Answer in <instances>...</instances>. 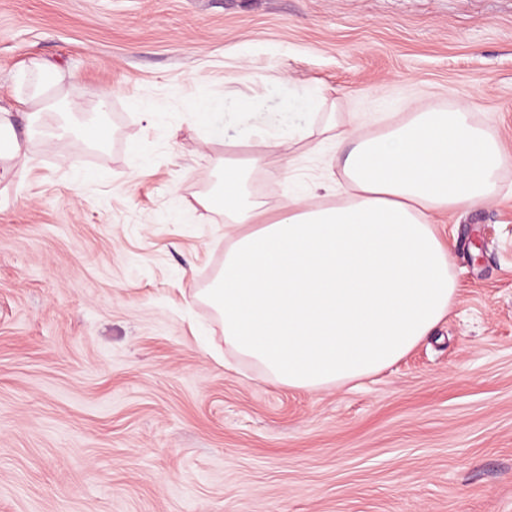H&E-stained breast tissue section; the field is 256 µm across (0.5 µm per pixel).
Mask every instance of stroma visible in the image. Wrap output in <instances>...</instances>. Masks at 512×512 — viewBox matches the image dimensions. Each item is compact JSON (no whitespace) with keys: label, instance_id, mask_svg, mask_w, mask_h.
Masks as SVG:
<instances>
[{"label":"stroma","instance_id":"obj_1","mask_svg":"<svg viewBox=\"0 0 512 512\" xmlns=\"http://www.w3.org/2000/svg\"><path fill=\"white\" fill-rule=\"evenodd\" d=\"M202 94L297 130L249 175L273 206L344 189L330 123L463 102L504 144L495 197L438 227L456 304L398 363L310 392L207 352L197 199L251 147ZM0 108L39 115L0 181V512H512V0H0ZM252 106L251 103L247 100L242 99H232V100H224L216 101L208 97H202L196 100L193 104V112L196 114L199 120L203 123L210 125L211 123V115L215 112H233L238 114H246L251 113ZM225 113H224V127L219 128L215 126H211L210 135L212 139H219L223 137L225 138Z\"/></svg>","mask_w":512,"mask_h":512}]
</instances>
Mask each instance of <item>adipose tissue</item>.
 Returning <instances> with one entry per match:
<instances>
[{"label":"adipose tissue","mask_w":512,"mask_h":512,"mask_svg":"<svg viewBox=\"0 0 512 512\" xmlns=\"http://www.w3.org/2000/svg\"><path fill=\"white\" fill-rule=\"evenodd\" d=\"M293 130L224 160V267L200 298L224 349L265 381L340 388L405 357L454 306L458 285L435 216L492 199L506 152L469 107L412 110L372 132L333 130L350 189L342 202L292 193L276 210L243 184Z\"/></svg>","instance_id":"adipose-tissue-1"}]
</instances>
